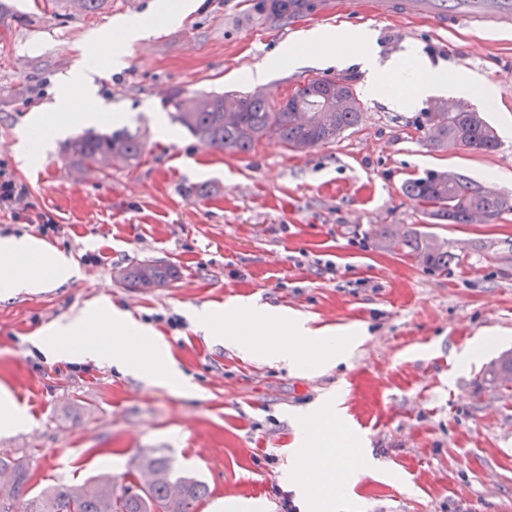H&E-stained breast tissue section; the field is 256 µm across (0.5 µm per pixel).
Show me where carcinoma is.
Listing matches in <instances>:
<instances>
[{
  "instance_id": "obj_1",
  "label": "carcinoma",
  "mask_w": 512,
  "mask_h": 512,
  "mask_svg": "<svg viewBox=\"0 0 512 512\" xmlns=\"http://www.w3.org/2000/svg\"><path fill=\"white\" fill-rule=\"evenodd\" d=\"M331 76H319L299 85L295 101L277 106L263 92L254 89L233 91L241 112L229 122L224 114V94L195 93L186 97L181 92L164 101L171 122L186 129L204 147L221 152L246 155L266 137L280 139L287 147L308 142L320 146L336 140L345 131L358 126L363 105L354 88L346 85L351 106L338 112H319L324 102L325 86ZM313 109L306 125L295 115L297 106ZM424 122L435 129L431 147L444 150L456 141L472 146L479 152H492L499 138L492 127L474 108L449 103L446 112H425ZM145 136L140 129L127 127L110 132L87 131L70 141L65 157L77 167H94L107 173L114 167L136 168L145 152ZM407 197L420 205L436 222L466 224L472 208L496 219L503 211L512 209V200L496 190L457 174L448 180V172L425 170L408 179L403 186ZM379 239L390 238L404 252L423 260L435 272L448 270L455 254L448 243L410 231L396 234L382 227L376 231ZM122 279L137 287L146 277L157 283L177 278V270L169 265L145 261L124 268ZM512 374V352L503 355L485 373L484 381L501 386V376ZM0 472L13 479L10 496L0 495V512H15V503L24 500L23 512H197L198 503L207 496L202 482L174 474L170 461L162 456L144 455L140 458L129 484L120 486L108 474L84 484H61L25 499L30 471L4 452L0 453Z\"/></svg>"
}]
</instances>
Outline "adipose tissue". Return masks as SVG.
<instances>
[{"instance_id":"obj_1","label":"adipose tissue","mask_w":512,"mask_h":512,"mask_svg":"<svg viewBox=\"0 0 512 512\" xmlns=\"http://www.w3.org/2000/svg\"><path fill=\"white\" fill-rule=\"evenodd\" d=\"M82 55L85 67L61 81L53 104L41 116L42 125L51 134L97 122L98 112L74 107L71 92L77 89L87 97H94L93 76L100 65L116 69L123 65L111 41L105 39L83 50ZM362 63L372 74L370 95L393 104L399 103L400 98L393 94L392 88L402 80L412 84L419 99L437 88L467 92L475 85L474 80L462 79L452 72H429L422 64L407 71L401 62L382 63L369 53L363 55ZM73 272L69 257L35 238H0L1 291L36 293L54 282L68 279ZM197 327L205 335L223 337L227 346L244 356L283 362L291 370L304 373L335 366L347 347L343 337L318 335L308 327L304 317L274 318L264 308L252 304L238 303L224 312L201 310L197 314ZM106 335L115 337L114 346L103 343ZM37 346L49 356L65 352L78 361L109 363L121 372L155 385L168 384L180 375L168 344L108 302H96L66 320L49 325ZM340 428V416L331 401L311 405L299 418L296 465L289 471L288 480L297 488L306 512H313L317 507L323 512H344L348 503L345 489L356 481L363 469L361 458L355 454L340 457L336 474L329 480L332 493L326 498L322 497L320 486L304 476L309 462L319 460L323 445Z\"/></svg>"}]
</instances>
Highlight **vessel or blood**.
Masks as SVG:
<instances>
[{
	"mask_svg": "<svg viewBox=\"0 0 512 512\" xmlns=\"http://www.w3.org/2000/svg\"><path fill=\"white\" fill-rule=\"evenodd\" d=\"M357 0H263L275 23L302 18H354ZM369 10L381 18L424 15L446 29L468 20L487 31H512V0H370Z\"/></svg>",
	"mask_w": 512,
	"mask_h": 512,
	"instance_id": "1",
	"label": "vessel or blood"
}]
</instances>
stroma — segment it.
<instances>
[{
    "instance_id": "35a3bbf8",
    "label": "stroma",
    "mask_w": 512,
    "mask_h": 512,
    "mask_svg": "<svg viewBox=\"0 0 512 512\" xmlns=\"http://www.w3.org/2000/svg\"><path fill=\"white\" fill-rule=\"evenodd\" d=\"M159 0H109L92 14L62 4L0 0V162L62 230L49 246L75 264L65 282L0 295V392L23 425L0 432V450L29 465V495L103 472L130 480L157 451L177 474L203 482L198 512H225L232 498L262 512L294 500L296 417L336 394L338 448L372 451L349 489L359 512H512V390L483 371L512 350V211L489 223L438 224L402 191L426 169L462 173L512 197V32L461 23L443 31L420 18L313 19L288 32L244 0H188L178 23L156 18ZM138 19L145 39L116 38L124 66L102 68L95 100L102 126L140 127L146 152L132 170L76 180L57 138L27 165L13 151L34 113L84 60L77 48ZM373 34L379 61L418 55L432 68L479 75L461 102L482 112L500 146L490 153L431 150L422 122L430 102L391 109L368 95L359 46L341 62L316 58L311 30ZM300 46L297 67L267 72L266 94L285 95L331 75L354 85L361 123L306 153L264 139L246 155L203 147L171 123L161 96L251 87V71ZM388 225L448 241L445 274L404 255L376 231ZM335 262L336 278L318 260ZM143 260L178 276L150 288L120 280ZM106 299L170 346L193 385L184 393L115 368L44 356L31 342L47 325ZM304 315L322 332L351 329L345 361L317 373L249 358L195 327L191 312L229 302ZM476 362H466L468 353Z\"/></svg>"
}]
</instances>
